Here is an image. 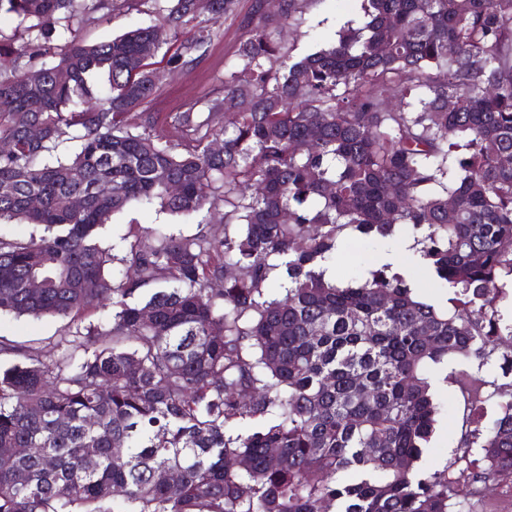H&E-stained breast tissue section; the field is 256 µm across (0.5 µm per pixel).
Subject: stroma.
<instances>
[{
  "label": "stroma",
  "instance_id": "obj_1",
  "mask_svg": "<svg viewBox=\"0 0 512 512\" xmlns=\"http://www.w3.org/2000/svg\"><path fill=\"white\" fill-rule=\"evenodd\" d=\"M255 0H236L232 13L225 15L220 28L222 35L214 41L208 55L191 69L169 65L158 59L161 75L158 92L143 104L146 112L165 114L179 112L201 98L232 61L240 43L246 39L248 21ZM365 21L362 0H307L300 21L282 27L281 36L295 53L307 54L334 38L344 24L356 26ZM159 16L152 8L135 4H118L91 16L73 20L72 26L89 42H101L127 29L154 26ZM218 217L202 214L196 217L171 215L158 207L132 206L114 216L102 231L105 246L115 255H122L127 240L138 239L154 243L159 236L195 237L202 233L223 232ZM348 246L338 256L333 272L337 281L347 282L379 268L382 255L395 253L400 258L399 270L419 277L414 264L416 251L410 250L412 233L404 230L387 238L363 237L347 233ZM67 325L66 320L46 316L0 317V337L25 345L39 347L44 360L56 354L55 342ZM512 388V372L501 369L498 360L479 365L477 360L451 361L447 371L435 374L434 397L439 406L434 432L423 450L419 467L425 472L445 471L452 476L477 472V448H467L463 440L475 426H488L497 414L501 391ZM466 494L465 512H512V475L497 476L475 484H461Z\"/></svg>",
  "mask_w": 512,
  "mask_h": 512
}]
</instances>
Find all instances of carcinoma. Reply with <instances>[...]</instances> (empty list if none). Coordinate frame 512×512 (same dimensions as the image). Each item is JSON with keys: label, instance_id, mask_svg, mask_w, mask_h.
Returning <instances> with one entry per match:
<instances>
[{"label": "carcinoma", "instance_id": "obj_1", "mask_svg": "<svg viewBox=\"0 0 512 512\" xmlns=\"http://www.w3.org/2000/svg\"><path fill=\"white\" fill-rule=\"evenodd\" d=\"M164 2L168 63L192 68L235 0L205 16ZM363 2V26L294 57L277 27L305 0H256L224 77L162 117L136 111L159 90L157 27L51 46L46 30L104 0H0L28 23L26 41L0 44V221L39 230L0 235V315L70 319L48 363L0 339V448L29 449L0 465V512H462L459 482L418 461L436 369L503 345L512 369L495 308L512 281V0ZM68 140L77 150L54 157ZM219 201L238 231L136 240L122 269L101 244L127 207L190 216ZM398 226L453 313L389 264L325 278L345 230ZM32 276L41 291L24 288ZM88 281L110 310L83 328ZM500 398L475 429L474 482L512 473V391Z\"/></svg>", "mask_w": 512, "mask_h": 512}]
</instances>
